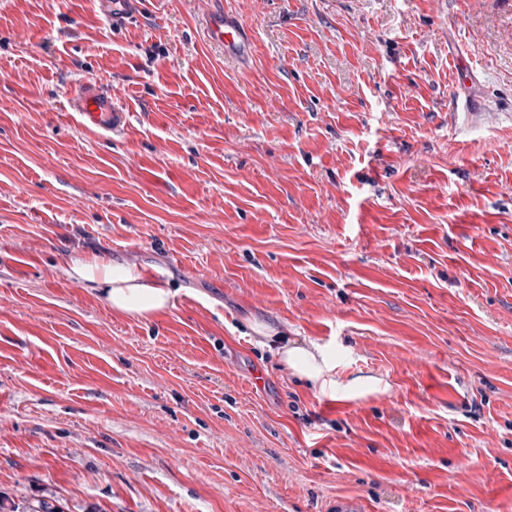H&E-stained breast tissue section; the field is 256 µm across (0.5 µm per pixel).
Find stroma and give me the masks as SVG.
<instances>
[{
	"instance_id": "obj_1",
	"label": "stroma",
	"mask_w": 512,
	"mask_h": 512,
	"mask_svg": "<svg viewBox=\"0 0 512 512\" xmlns=\"http://www.w3.org/2000/svg\"><path fill=\"white\" fill-rule=\"evenodd\" d=\"M254 33L233 60L200 15ZM122 132L82 129L84 81ZM466 98L468 113L452 101ZM98 256L175 293L139 320ZM327 350L329 386L255 342ZM512 512V0H0V497ZM98 3L104 22L112 28L125 25L139 10V0H98ZM67 273L78 283L94 284L112 310L136 319L167 310L174 296L172 288L146 281L136 267L98 257L74 259Z\"/></svg>"
}]
</instances>
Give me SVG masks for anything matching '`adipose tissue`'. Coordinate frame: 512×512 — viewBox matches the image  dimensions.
I'll return each mask as SVG.
<instances>
[{
	"mask_svg": "<svg viewBox=\"0 0 512 512\" xmlns=\"http://www.w3.org/2000/svg\"><path fill=\"white\" fill-rule=\"evenodd\" d=\"M67 273L78 283L93 284L112 310L136 319H147L167 310L174 296L164 284L146 281L136 267L98 257L73 260ZM253 330L260 345L278 355L295 374L315 384H326L330 362L322 348L290 344L286 334L262 322L255 323Z\"/></svg>",
	"mask_w": 512,
	"mask_h": 512,
	"instance_id": "obj_1",
	"label": "adipose tissue"
}]
</instances>
